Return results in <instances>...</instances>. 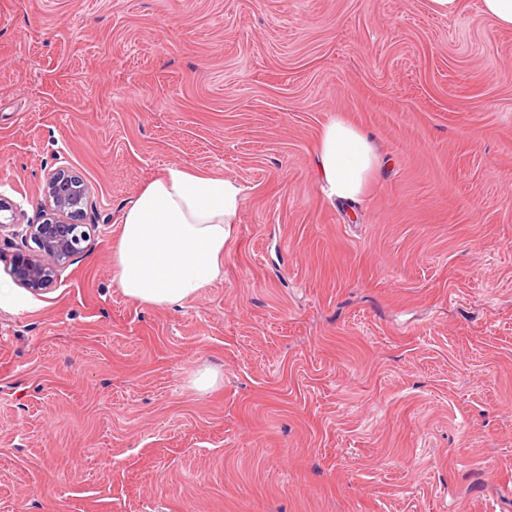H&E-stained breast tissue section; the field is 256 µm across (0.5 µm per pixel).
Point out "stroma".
<instances>
[{
	"mask_svg": "<svg viewBox=\"0 0 512 512\" xmlns=\"http://www.w3.org/2000/svg\"><path fill=\"white\" fill-rule=\"evenodd\" d=\"M340 113L381 159L321 194ZM98 215L0 306V512H512V31L481 0H0V195ZM179 165L244 188L180 308L112 277ZM212 370V389L196 376Z\"/></svg>",
	"mask_w": 512,
	"mask_h": 512,
	"instance_id": "stroma-1",
	"label": "stroma"
}]
</instances>
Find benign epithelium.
<instances>
[{"label":"benign epithelium","instance_id":"7a95c632","mask_svg":"<svg viewBox=\"0 0 512 512\" xmlns=\"http://www.w3.org/2000/svg\"><path fill=\"white\" fill-rule=\"evenodd\" d=\"M45 209L37 224H20L15 203L0 196V240L7 245L29 241L35 248L15 254L18 281L39 293L53 286L60 269L84 251L85 220L92 209L84 181L64 166L50 171L43 184Z\"/></svg>","mask_w":512,"mask_h":512}]
</instances>
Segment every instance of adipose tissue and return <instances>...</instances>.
I'll list each match as a JSON object with an SVG mask.
<instances>
[{
  "label": "adipose tissue",
  "mask_w": 512,
  "mask_h": 512,
  "mask_svg": "<svg viewBox=\"0 0 512 512\" xmlns=\"http://www.w3.org/2000/svg\"><path fill=\"white\" fill-rule=\"evenodd\" d=\"M314 161L332 202L361 199L380 165L368 135L340 115L324 124ZM243 192L237 181L176 165L149 181L125 208L112 246L122 293L146 306L180 307L222 279Z\"/></svg>",
  "instance_id": "1"
}]
</instances>
